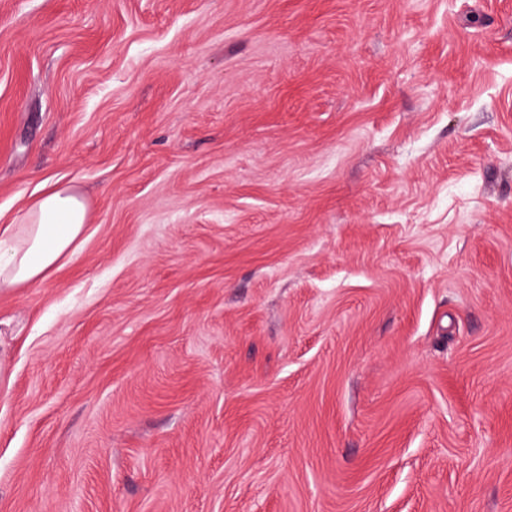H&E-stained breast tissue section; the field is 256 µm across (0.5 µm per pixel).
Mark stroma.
<instances>
[{
  "instance_id": "obj_1",
  "label": "stroma",
  "mask_w": 512,
  "mask_h": 512,
  "mask_svg": "<svg viewBox=\"0 0 512 512\" xmlns=\"http://www.w3.org/2000/svg\"><path fill=\"white\" fill-rule=\"evenodd\" d=\"M0 512H512V0H0ZM87 221L85 203L51 186L29 208L22 229L0 232V288L42 281L58 263L74 259Z\"/></svg>"
}]
</instances>
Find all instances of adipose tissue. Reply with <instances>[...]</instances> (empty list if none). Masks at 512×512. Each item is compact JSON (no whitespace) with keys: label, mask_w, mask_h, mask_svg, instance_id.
<instances>
[{"label":"adipose tissue","mask_w":512,"mask_h":512,"mask_svg":"<svg viewBox=\"0 0 512 512\" xmlns=\"http://www.w3.org/2000/svg\"><path fill=\"white\" fill-rule=\"evenodd\" d=\"M87 221L84 202L51 186L29 208L20 231L0 230V288L41 281L58 263L74 259Z\"/></svg>","instance_id":"1"}]
</instances>
